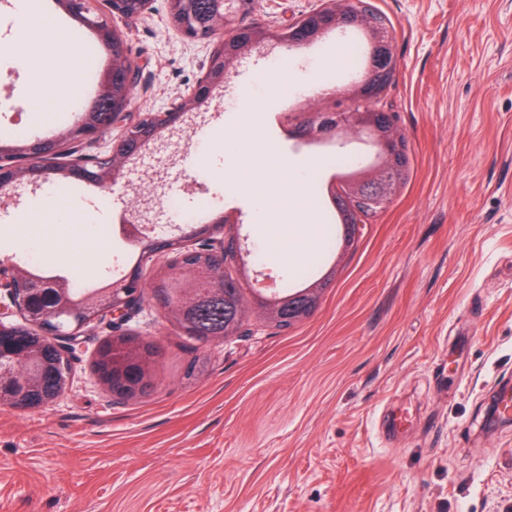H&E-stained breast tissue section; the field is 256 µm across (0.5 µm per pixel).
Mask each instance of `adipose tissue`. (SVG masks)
<instances>
[{"label":"adipose tissue","instance_id":"adipose-tissue-1","mask_svg":"<svg viewBox=\"0 0 512 512\" xmlns=\"http://www.w3.org/2000/svg\"><path fill=\"white\" fill-rule=\"evenodd\" d=\"M33 13L26 0H13V33L10 49L18 67L31 70L33 76L27 84L26 99L39 105L43 111H52L57 97L56 90L72 87L80 78L73 65L80 35L72 28L63 29L55 23H42L32 29ZM54 70L52 81H43L40 71L43 65ZM236 166L245 177L240 186L250 191L256 179L267 174L268 159L274 152L272 143L258 130L257 123H249L237 129L234 135ZM313 164L298 161L290 164L288 179L281 181L272 195L255 208V220L272 225L276 246L290 259L301 260L308 255L317 237V225L309 194V181ZM299 224L294 233L284 232L285 224Z\"/></svg>","mask_w":512,"mask_h":512}]
</instances>
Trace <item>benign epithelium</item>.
Returning <instances> with one entry per match:
<instances>
[{"instance_id":"obj_1","label":"benign epithelium","mask_w":512,"mask_h":512,"mask_svg":"<svg viewBox=\"0 0 512 512\" xmlns=\"http://www.w3.org/2000/svg\"><path fill=\"white\" fill-rule=\"evenodd\" d=\"M140 9L128 14L123 9L124 0H110L107 14L87 7V0H59V4L82 26L97 33L107 49L112 40L105 37L104 25H112V18H138L150 9L151 0H140ZM212 9L221 14L218 23L211 24L196 19L193 14L181 20L170 19L172 27L192 40L212 44L206 60L201 64V74L195 85L185 95L172 100L169 106L156 112L144 113L137 122L126 126L119 137L112 141L110 150L95 156H86L81 150L86 145L100 142L112 133V127L124 120L125 109L130 104L131 88L137 86L140 67L128 55L120 53V60L127 68L124 73L125 101L123 109L112 110L108 123L94 130H85L84 117L98 113L103 104L112 102L113 69L107 67L90 105H81L74 120V138L63 142L52 136L35 140L20 151L13 146L0 144V197L8 199L1 205L20 204L16 194L22 186H37L51 179L59 183L81 182L112 190L126 177V165L140 155L149 144L162 145L167 135L187 115L197 113L211 98L213 91L224 86L232 67L241 58L261 46L274 42L279 45L308 44L322 35L348 28L363 29L369 45V63L365 78L352 89L356 105L345 110L318 111L314 119L299 127L298 134L311 141H319L351 131L368 130L383 155L380 168L370 171L360 166L347 174L344 202L373 191L381 181V172L393 169L404 153L405 140L396 127L394 115L374 107L378 90L375 74L378 70H393V32L384 24L376 23L365 12L352 8L355 0H328L285 27L264 25L258 31L240 22L228 4L231 0H210ZM126 236L134 245L149 255H171L164 268L172 272L182 285V298H187L195 287L198 269L186 263L187 255L173 253L169 243L175 241L198 243L199 250L224 263V255L239 260L250 249L236 239L233 245L215 237L224 224L234 220L222 212L210 214L202 224H187L179 228L180 234L165 238L154 234L155 225L149 224L145 211L131 208L125 215ZM97 301L90 308L89 299L76 298L64 280L49 279L38 270H20L9 258L0 259V405L15 408H41L46 402L33 394L35 379L51 377L62 382L71 380L69 352L82 336L84 328L92 323L105 324L112 332L119 333L131 315L142 303V276L133 269L119 278L103 281L95 290ZM39 334L47 338L41 349L31 347L29 336ZM29 362L33 373H21L15 366ZM500 396H494L484 417L485 426L492 428L504 423L500 417Z\"/></svg>"}]
</instances>
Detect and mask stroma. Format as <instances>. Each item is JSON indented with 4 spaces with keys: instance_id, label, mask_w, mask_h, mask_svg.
Returning <instances> with one entry per match:
<instances>
[{
    "instance_id": "1",
    "label": "stroma",
    "mask_w": 512,
    "mask_h": 512,
    "mask_svg": "<svg viewBox=\"0 0 512 512\" xmlns=\"http://www.w3.org/2000/svg\"><path fill=\"white\" fill-rule=\"evenodd\" d=\"M323 0H253L250 20L283 26ZM389 19L396 81L378 103L396 115L410 175L358 240L326 262L332 282L315 313L287 329L253 318L239 336H182L152 290L128 332L154 344L153 391L114 396L93 369L109 334L91 324L72 353L69 387L49 407L0 405V512H512V426L488 433L484 407L512 384V0H368ZM140 67L131 118L163 109L199 74L209 45L171 25L163 0L134 22L114 19ZM345 39L267 46L231 71L198 115L149 147L124 183L80 185L56 203L78 224L12 212L15 231L45 242L28 256L0 236V258L38 264L83 285L151 261L116 224L148 200L237 217L264 258L255 274L284 281L292 264L256 224L255 195L233 179L232 154L193 169L199 132L232 137L260 117L275 163L315 160L322 213L345 187L338 154L369 151L363 133L296 135L309 111L353 106L362 71L327 68ZM287 93L267 80L276 68ZM27 71L0 52V128L45 135L50 114L27 105ZM197 372H190V365Z\"/></svg>"
}]
</instances>
